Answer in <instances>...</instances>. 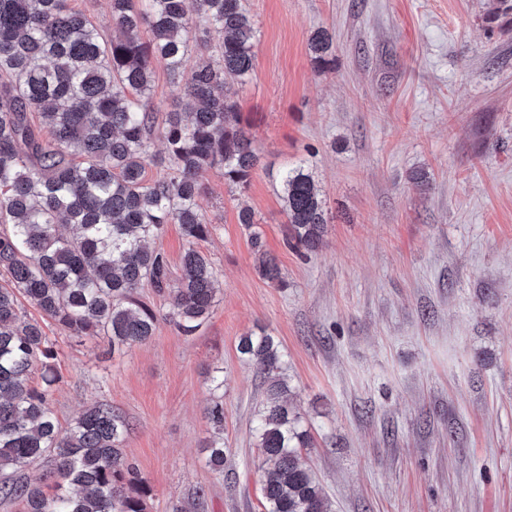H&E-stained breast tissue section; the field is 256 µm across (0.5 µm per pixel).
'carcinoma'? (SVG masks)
<instances>
[{"instance_id":"cac0c4a2","label":"carcinoma","mask_w":512,"mask_h":512,"mask_svg":"<svg viewBox=\"0 0 512 512\" xmlns=\"http://www.w3.org/2000/svg\"><path fill=\"white\" fill-rule=\"evenodd\" d=\"M111 15L116 35L107 38L68 0H0V224L7 225L0 231V498L23 500L26 512H144L145 481L122 451L126 419L97 403L61 428L44 320L70 337L106 336L114 350L146 343L162 319L193 334L217 303L215 269L195 248L211 234L200 178L218 167L230 189L243 190L261 164L224 92L254 71L258 31L245 0H111ZM191 28L201 50L211 32L219 34L217 57L190 63ZM332 45L325 29L309 39L318 68L330 65ZM158 62L176 102L189 106L165 114L160 159L151 151L149 102ZM151 165L163 168L154 179ZM275 181L287 246L315 253L328 221L308 162L281 169ZM238 221L249 231L259 277L288 287L254 212L241 209ZM166 224L181 225L188 248L174 302L162 313L138 292L171 287L166 257L148 247ZM24 300L40 318L26 317ZM236 350L269 379L251 428L264 457L266 512H328L323 488L301 462L310 438L280 378L279 341L250 332ZM206 414L207 464L222 471L224 402L214 400ZM38 462L49 464L50 494L19 476Z\"/></svg>"}]
</instances>
